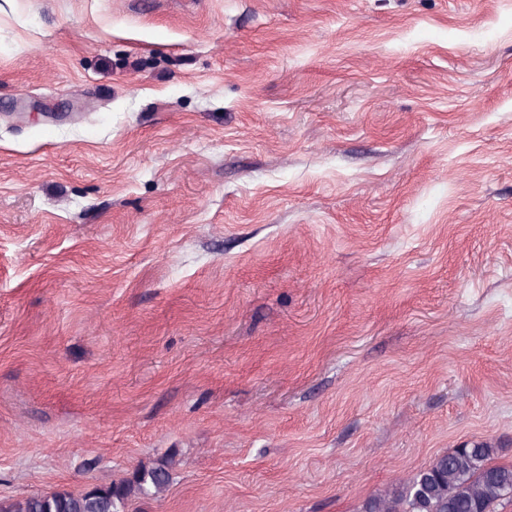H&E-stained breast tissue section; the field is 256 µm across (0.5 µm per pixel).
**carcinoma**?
<instances>
[{
    "label": "carcinoma",
    "mask_w": 512,
    "mask_h": 512,
    "mask_svg": "<svg viewBox=\"0 0 512 512\" xmlns=\"http://www.w3.org/2000/svg\"><path fill=\"white\" fill-rule=\"evenodd\" d=\"M495 449L474 442L438 456L412 482L371 498L366 512H497L512 501V465L491 463ZM173 460L164 458L137 473L132 482L80 493L33 494L9 512H119L132 496L153 495L169 485Z\"/></svg>",
    "instance_id": "1"
}]
</instances>
